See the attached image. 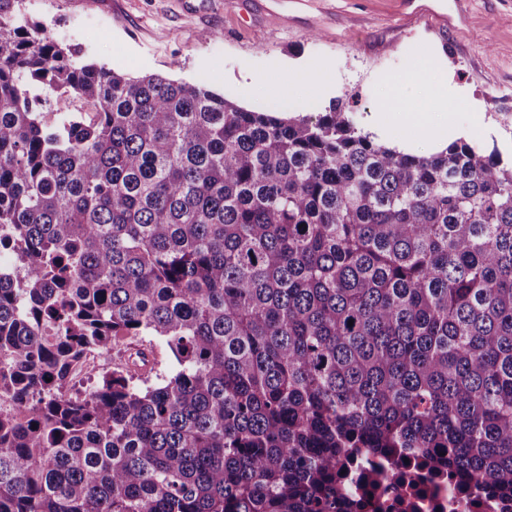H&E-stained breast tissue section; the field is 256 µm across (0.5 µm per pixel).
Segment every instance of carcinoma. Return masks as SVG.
I'll use <instances>...</instances> for the list:
<instances>
[{"instance_id": "1", "label": "carcinoma", "mask_w": 512, "mask_h": 512, "mask_svg": "<svg viewBox=\"0 0 512 512\" xmlns=\"http://www.w3.org/2000/svg\"><path fill=\"white\" fill-rule=\"evenodd\" d=\"M73 94L94 112L39 107ZM0 512H336L424 457L512 496V166L88 62L0 0ZM161 337L84 397L90 350Z\"/></svg>"}]
</instances>
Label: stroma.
<instances>
[{"mask_svg": "<svg viewBox=\"0 0 512 512\" xmlns=\"http://www.w3.org/2000/svg\"><path fill=\"white\" fill-rule=\"evenodd\" d=\"M16 9L121 73L201 83L258 112L284 99L314 118L337 101L380 143L427 154L462 139L512 160V0H434L419 17L399 0H334L328 11L315 0H18ZM421 67L429 81L410 90V109L436 114L431 89L444 82L447 120L421 130L384 119L388 89Z\"/></svg>", "mask_w": 512, "mask_h": 512, "instance_id": "stroma-1", "label": "stroma"}]
</instances>
